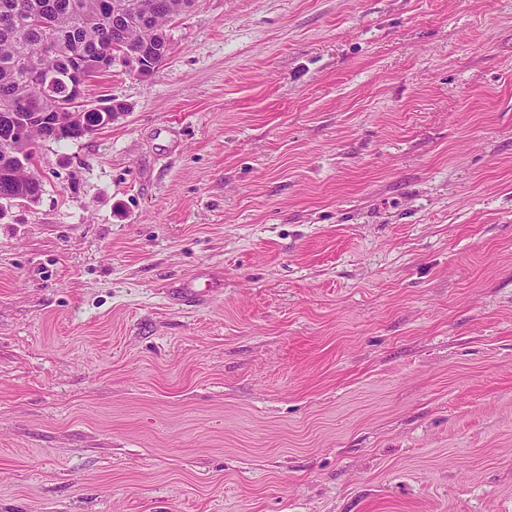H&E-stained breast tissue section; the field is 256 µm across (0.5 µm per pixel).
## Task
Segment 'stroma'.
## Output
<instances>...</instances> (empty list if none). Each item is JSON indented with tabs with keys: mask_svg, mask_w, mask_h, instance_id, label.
<instances>
[{
	"mask_svg": "<svg viewBox=\"0 0 512 512\" xmlns=\"http://www.w3.org/2000/svg\"><path fill=\"white\" fill-rule=\"evenodd\" d=\"M0 208V512H512V0H196Z\"/></svg>",
	"mask_w": 512,
	"mask_h": 512,
	"instance_id": "stroma-1",
	"label": "stroma"
}]
</instances>
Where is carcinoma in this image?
<instances>
[{
    "instance_id": "carcinoma-1",
    "label": "carcinoma",
    "mask_w": 512,
    "mask_h": 512,
    "mask_svg": "<svg viewBox=\"0 0 512 512\" xmlns=\"http://www.w3.org/2000/svg\"><path fill=\"white\" fill-rule=\"evenodd\" d=\"M195 0H0V200L16 195L38 199L43 184L34 170L35 150L10 138V116L39 113L48 120L31 130L30 141L74 140L77 131L56 125L55 94L34 89L37 68L67 75L92 63L115 44L143 52L157 67L167 56L165 27Z\"/></svg>"
}]
</instances>
